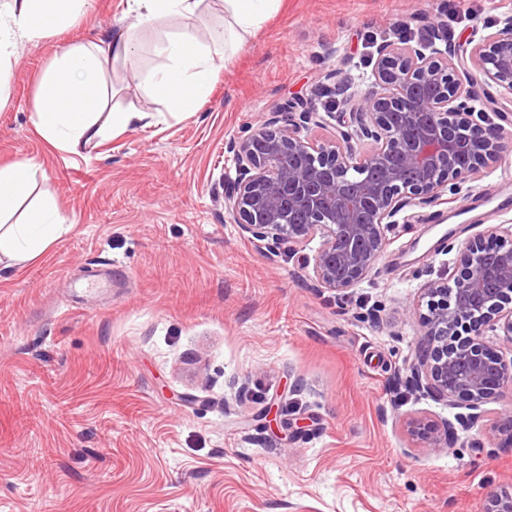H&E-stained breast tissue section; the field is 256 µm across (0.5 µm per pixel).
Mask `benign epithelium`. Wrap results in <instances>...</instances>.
I'll return each mask as SVG.
<instances>
[{
  "mask_svg": "<svg viewBox=\"0 0 512 512\" xmlns=\"http://www.w3.org/2000/svg\"><path fill=\"white\" fill-rule=\"evenodd\" d=\"M499 24L463 51L438 21L415 45H378L371 75L338 84L349 119L332 140L311 135L324 118L295 102L284 106L288 119L247 127L225 144L235 176L224 183V211L244 237L273 251L288 245L312 267L317 287L338 294L358 287L401 210L441 202L512 155V134L489 122L460 79L476 73L495 91L489 104L512 106V16ZM317 235L318 247L306 253ZM413 316L422 334L401 382L471 410L454 422H407L412 440L441 448L456 426L483 421V406L512 390V357L487 340L501 336L512 351V225L459 248L451 276L420 288ZM489 430L512 445V408L498 412ZM481 512H512V492L489 494Z\"/></svg>",
  "mask_w": 512,
  "mask_h": 512,
  "instance_id": "benign-epithelium-1",
  "label": "benign epithelium"
}]
</instances>
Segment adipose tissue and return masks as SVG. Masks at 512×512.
I'll list each match as a JSON object with an SVG mask.
<instances>
[{
  "label": "adipose tissue",
  "instance_id": "obj_1",
  "mask_svg": "<svg viewBox=\"0 0 512 512\" xmlns=\"http://www.w3.org/2000/svg\"><path fill=\"white\" fill-rule=\"evenodd\" d=\"M87 0H10L0 14V94L8 83L14 48L23 40L45 37L66 26ZM201 0H124L127 32L70 47L50 66L32 104L37 134L59 149L96 146L106 135L157 125L170 115L195 114L210 96L227 51L242 48L276 8L278 0H224L227 29L202 41L194 31L168 34L158 45L165 64L146 82L164 109L141 112L111 106L104 91L106 73L116 62L135 63L139 45L129 32L145 23L195 14ZM39 165L23 158L0 168V257L21 264L56 243L65 218L53 198L31 202Z\"/></svg>",
  "mask_w": 512,
  "mask_h": 512
}]
</instances>
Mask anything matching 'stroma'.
I'll return each mask as SVG.
<instances>
[{"instance_id":"1","label":"stroma","mask_w":512,"mask_h":512,"mask_svg":"<svg viewBox=\"0 0 512 512\" xmlns=\"http://www.w3.org/2000/svg\"><path fill=\"white\" fill-rule=\"evenodd\" d=\"M280 0L218 72L196 114L137 127L93 149L54 148L33 97L66 48L118 35L123 0H91L64 28L15 47L0 105V166L40 164L67 232L38 258L0 265V512H481L512 488V447L484 427L422 448L409 418L445 401L398 371L421 338L419 289L460 245L512 225V162L448 203L405 208L369 282L336 294L287 248L270 254L224 213L230 137L292 98L326 112L327 73L370 72L374 40L411 42L427 17L466 49L512 0ZM224 27L223 0L134 30L136 67L114 64V105L161 111L145 78L182 29ZM339 47L328 55V47Z\"/></svg>"}]
</instances>
